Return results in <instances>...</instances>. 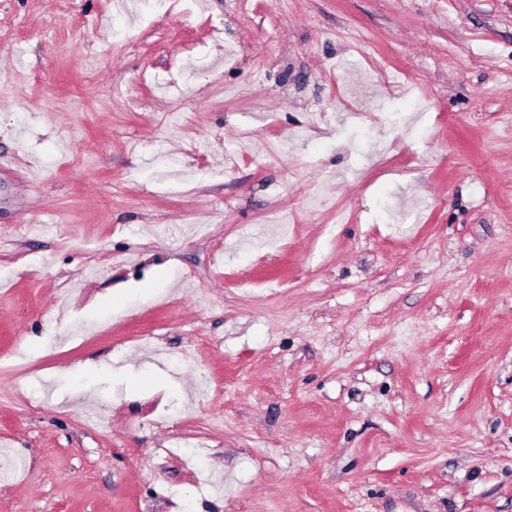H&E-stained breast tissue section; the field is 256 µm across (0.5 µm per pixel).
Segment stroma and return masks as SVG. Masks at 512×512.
I'll list each match as a JSON object with an SVG mask.
<instances>
[{
    "instance_id": "35a3bbf8",
    "label": "stroma",
    "mask_w": 512,
    "mask_h": 512,
    "mask_svg": "<svg viewBox=\"0 0 512 512\" xmlns=\"http://www.w3.org/2000/svg\"><path fill=\"white\" fill-rule=\"evenodd\" d=\"M0 512H512V0H0Z\"/></svg>"
}]
</instances>
